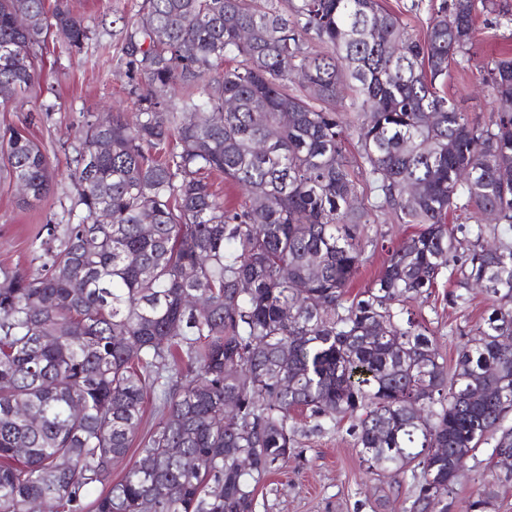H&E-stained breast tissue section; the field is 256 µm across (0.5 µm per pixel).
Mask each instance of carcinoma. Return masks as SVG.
I'll list each match as a JSON object with an SVG mask.
<instances>
[{
    "label": "carcinoma",
    "mask_w": 512,
    "mask_h": 512,
    "mask_svg": "<svg viewBox=\"0 0 512 512\" xmlns=\"http://www.w3.org/2000/svg\"><path fill=\"white\" fill-rule=\"evenodd\" d=\"M142 10L126 47L148 82L136 121L87 122L72 172L82 214L57 248L45 225L40 272L0 267V512H255L295 453L296 410L318 430L354 419L370 466L411 474L409 512H448L460 459L490 438L512 456V59L482 67L487 122L436 87L450 62L470 65L495 0H441L421 38L380 0ZM53 29L70 49L88 39L61 0H0L1 105L32 90ZM351 129L358 167L342 149ZM0 167L26 197L49 192L21 131L0 135ZM214 174L246 191L242 205L224 207ZM102 209L112 223H95ZM456 211L475 223L448 227ZM381 214L420 229L348 300ZM489 231L504 235L493 250ZM448 269L453 304L473 287L492 302L451 369L410 308ZM148 398L158 422L114 483ZM494 499L487 482L467 512Z\"/></svg>",
    "instance_id": "cac0c4a2"
}]
</instances>
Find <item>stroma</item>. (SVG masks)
Masks as SVG:
<instances>
[{
	"mask_svg": "<svg viewBox=\"0 0 512 512\" xmlns=\"http://www.w3.org/2000/svg\"><path fill=\"white\" fill-rule=\"evenodd\" d=\"M143 0H67L88 28L81 50H69L57 34H50L37 70L33 93L14 97L0 106V133L17 129L41 146L51 173V189L40 202L23 205L22 196L0 172V266L34 272L36 260L32 241L45 224L56 227L64 239L68 213L78 200L71 178L76 165L79 134L87 120L103 119L115 112L133 114L140 94L147 90L143 75L128 65L125 47L136 30ZM501 15L477 19L476 37L469 54L473 69L450 66L444 91L471 118L487 121L495 108L482 85L478 66L512 57V0H499ZM416 225L394 223L379 216L368 225L376 246L367 248L366 258L349 285L356 295L380 274L388 252L415 233ZM456 279L438 278L427 299L411 309L434 335L447 365H454L457 348L483 324L489 314L487 296L480 289L468 292L465 305H453L450 294ZM298 430L297 448L288 463L270 474L257 493L259 512H408L411 477L399 482H379L376 469L362 458L348 433V421L333 428L314 429L312 420L294 414ZM491 445H481L467 457L451 500L450 512H466L487 474Z\"/></svg>",
	"mask_w": 512,
	"mask_h": 512,
	"instance_id": "1",
	"label": "stroma"
}]
</instances>
